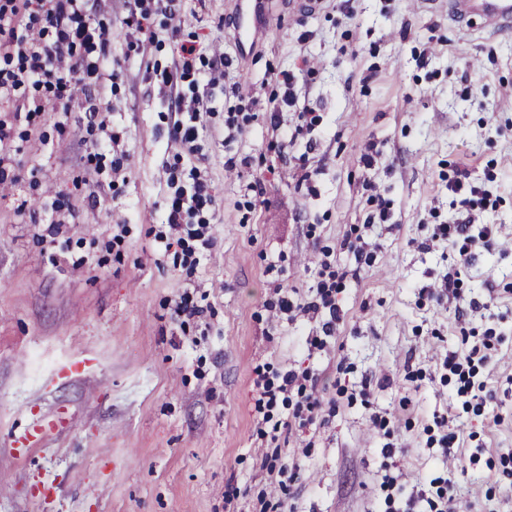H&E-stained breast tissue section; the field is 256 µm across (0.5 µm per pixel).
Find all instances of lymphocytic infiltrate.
<instances>
[{
    "label": "lymphocytic infiltrate",
    "mask_w": 512,
    "mask_h": 512,
    "mask_svg": "<svg viewBox=\"0 0 512 512\" xmlns=\"http://www.w3.org/2000/svg\"><path fill=\"white\" fill-rule=\"evenodd\" d=\"M95 0H0V108L15 114L68 108L75 86L111 75L110 28L90 23ZM177 13L176 0H133L127 34L143 46L150 15Z\"/></svg>",
    "instance_id": "obj_1"
}]
</instances>
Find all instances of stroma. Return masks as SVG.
Instances as JSON below:
<instances>
[{
  "instance_id": "1",
  "label": "stroma",
  "mask_w": 512,
  "mask_h": 512,
  "mask_svg": "<svg viewBox=\"0 0 512 512\" xmlns=\"http://www.w3.org/2000/svg\"><path fill=\"white\" fill-rule=\"evenodd\" d=\"M264 9L243 68L232 0H179L199 47L180 93L206 107L197 163L159 83L180 54L170 20L129 48L127 0H99L107 129L82 89L66 111L0 114V512H258L261 494L273 512H431L446 478L465 512H512V29L450 0ZM217 52L229 65L199 90ZM194 167L213 245L161 251ZM464 170L476 193L450 191ZM55 200L74 217L53 233ZM467 217L492 245L463 257L436 231ZM321 288L335 311L300 312ZM185 293L200 316L175 314ZM474 347L468 376L444 369ZM291 371L321 402L305 424L284 394L258 411Z\"/></svg>"
}]
</instances>
